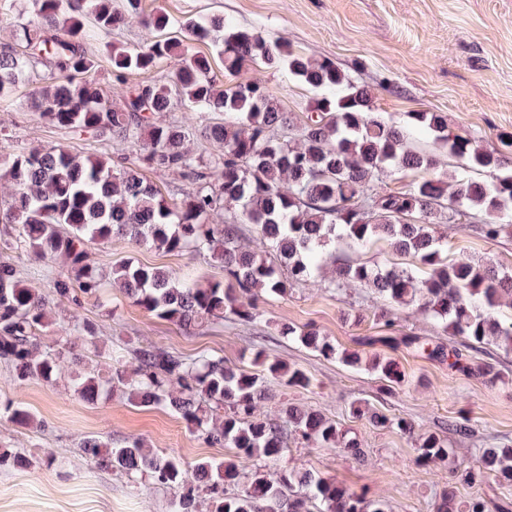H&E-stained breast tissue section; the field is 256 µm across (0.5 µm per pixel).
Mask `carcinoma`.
I'll list each match as a JSON object with an SVG mask.
<instances>
[{
	"label": "carcinoma",
	"mask_w": 512,
	"mask_h": 512,
	"mask_svg": "<svg viewBox=\"0 0 512 512\" xmlns=\"http://www.w3.org/2000/svg\"><path fill=\"white\" fill-rule=\"evenodd\" d=\"M139 5L140 0L118 6L114 0H31L30 17L22 24L23 49L0 45V93L24 81L36 64L48 63L51 83L30 92L26 106L68 134L131 148V157L119 163L60 145L14 151L0 161V176L12 187L9 198L0 199L3 247L60 265L48 299L23 283L10 257L0 260V364L19 381L56 380L62 360L74 354L69 336L97 334L96 324L80 311V297L96 298L102 291L88 244L122 237L165 253L208 252L222 265L224 279L205 285L182 283L163 267L137 261L112 269V287L150 316L185 330L228 315L233 324L256 329L263 317L260 300L288 295L327 254L333 266L328 287L372 288L393 305L418 306L461 338L458 346L408 334L384 336L382 342L413 347L471 377L497 378L471 352L492 344L512 352V317L499 312L503 303L512 305V270L455 259L435 226L465 221L488 241L511 238L512 161L450 130L444 112L407 113L408 126L428 132L458 161L460 171L445 181L437 174L439 156L409 142L400 126L377 111L371 91L333 61L296 53L222 17L187 21L181 37L151 39L136 48L111 45L109 60L119 81L168 66L150 84L124 87L114 102L112 90L91 77L89 40L120 26ZM142 21L157 33L174 25L162 10ZM194 42L215 48L230 74L285 66L319 93L312 111L295 123L260 76L220 88L211 76V56L193 50ZM176 104L200 114V137L218 147L209 163L193 153L192 130L165 118ZM144 169L179 175L191 187L171 198L147 181ZM400 169L420 177L401 189L383 184ZM474 172H488L491 180L474 178ZM245 224L254 226L250 239ZM380 240L413 257L418 267L371 266L336 251L340 243L359 248ZM61 306L68 317L58 322L52 313ZM50 327L51 345L43 336ZM280 331L325 359L367 367L390 397L404 381L394 359L376 354L366 360L357 351L340 350L312 325L283 323ZM110 361L105 376L97 368L72 373L84 401L119 391L141 406L179 416L210 447L234 448L263 461L250 471L232 460H201L189 469L180 457L159 454L138 439L119 446L110 439H82L79 447L96 468L133 482L145 478L173 492L174 512H388L384 500L350 492L331 478L278 467L292 432L319 448L365 458L361 444L317 409L285 402L277 421L258 413L271 383L310 385L300 367L257 349L250 371L228 366L219 356L186 358L149 342L121 348ZM5 412L17 428L34 423L20 404L6 405ZM350 413L374 427L414 433L410 420L390 418L360 401ZM416 447L424 465L450 455L436 431L419 434ZM28 464L22 448L0 451V468ZM490 475L512 485V444L484 449L461 480L476 484ZM488 509L483 497L461 502L450 488L435 512Z\"/></svg>",
	"instance_id": "cac0c4a2"
}]
</instances>
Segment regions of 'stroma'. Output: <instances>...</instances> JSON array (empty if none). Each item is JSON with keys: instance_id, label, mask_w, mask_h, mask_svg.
<instances>
[{"instance_id": "obj_1", "label": "stroma", "mask_w": 512, "mask_h": 512, "mask_svg": "<svg viewBox=\"0 0 512 512\" xmlns=\"http://www.w3.org/2000/svg\"><path fill=\"white\" fill-rule=\"evenodd\" d=\"M141 4L143 11L160 8L178 22L221 16L240 28L264 31L311 58H330L353 80L369 86L377 110L397 124H404L407 113L429 110L447 113L449 127L487 147H500L502 136L512 135V0H141ZM144 39L135 18L100 36L92 46L96 61L92 77L116 92L125 83L156 80V73L147 72L117 82L104 54L108 42L136 47ZM264 75L293 120H300L313 106L315 92L286 71L268 69ZM49 78V67L37 66L14 92L0 95V150L58 144L84 150V140L17 106L19 97L46 85ZM436 231L454 257L485 258L512 268V238L489 242L459 224H441ZM90 252L105 280L113 267L130 259L164 267L200 285L224 278L223 267L210 256L167 254L120 237L92 246ZM330 277V268H323L287 296L268 298L256 335L228 321L187 332L152 318L107 287L100 301L82 302L83 314L100 333L94 342H78L77 348L93 366L108 362L112 350L124 343L143 341L189 358L218 355L225 364L246 369L249 348L260 345L311 378L305 388L271 386L262 412L276 418L283 401L320 410L356 436L365 451L364 461L358 462L343 452L292 438L283 458L288 468L309 469L349 491L383 499L389 512H432L435 499L451 486L462 501L479 495L494 505L512 504V486L495 477L472 487L459 477L464 466L478 461L483 448L512 441V354L493 346L477 353L478 361L492 364L502 374L500 380L488 382L409 348L390 352L379 344L364 345L363 337L385 335L376 318L383 308L403 332L443 342L448 335L416 307L386 305L371 289L354 284L325 287ZM284 323L314 325L336 346L362 351L367 357L390 353L405 374L398 395L378 398L372 372L349 369L305 349L280 334ZM356 400L388 416L407 418L420 432L463 418L473 434L451 437L449 459L426 466L418 462L410 436L352 417L349 408ZM11 401L25 406L40 421V428L14 427L4 411ZM89 436L108 437L116 444L141 439L156 452L178 455L189 465L234 455L233 449L205 445L165 408L139 406L118 392L90 404L75 393L69 376L52 384L20 382L0 365V445L26 448L30 459L27 467L0 469V512H170L171 492L95 468L79 448L80 440Z\"/></svg>"}]
</instances>
